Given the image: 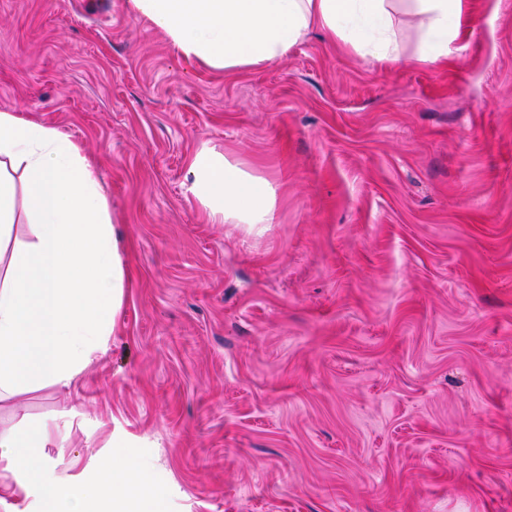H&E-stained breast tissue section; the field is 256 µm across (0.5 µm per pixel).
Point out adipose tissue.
Instances as JSON below:
<instances>
[{"mask_svg": "<svg viewBox=\"0 0 512 512\" xmlns=\"http://www.w3.org/2000/svg\"><path fill=\"white\" fill-rule=\"evenodd\" d=\"M185 58L224 71L279 61L318 29L362 59L401 56L395 14L415 18L417 61H447L465 0H129ZM190 191L216 224L264 234L277 188L213 149L194 156ZM26 220L31 237L16 233ZM125 270L103 187L59 129L0 111V409L70 388L103 355L124 300ZM45 425L0 430V496L37 495L39 512H162L153 466L113 451L90 481L49 477Z\"/></svg>", "mask_w": 512, "mask_h": 512, "instance_id": "ef3b65f1", "label": "adipose tissue"}]
</instances>
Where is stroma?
<instances>
[{
	"instance_id": "stroma-1",
	"label": "stroma",
	"mask_w": 512,
	"mask_h": 512,
	"mask_svg": "<svg viewBox=\"0 0 512 512\" xmlns=\"http://www.w3.org/2000/svg\"><path fill=\"white\" fill-rule=\"evenodd\" d=\"M451 62L313 31L227 73L112 0H0V111L83 149L124 303L75 386L20 397L52 477L113 442L164 512H512V0ZM210 146L277 187L263 236L190 192Z\"/></svg>"
}]
</instances>
